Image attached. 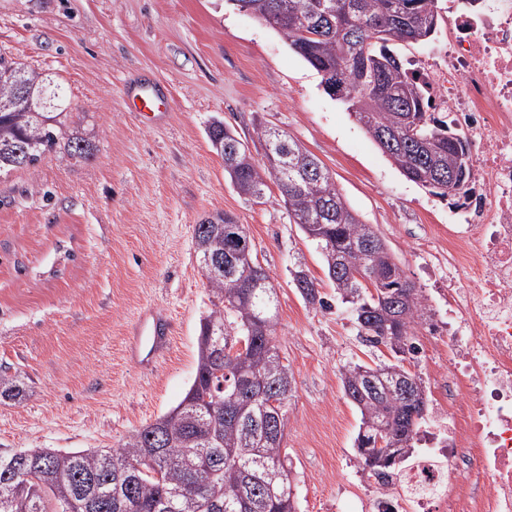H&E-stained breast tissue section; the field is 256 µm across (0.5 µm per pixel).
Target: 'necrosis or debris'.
Masks as SVG:
<instances>
[{
	"instance_id": "1",
	"label": "necrosis or debris",
	"mask_w": 512,
	"mask_h": 512,
	"mask_svg": "<svg viewBox=\"0 0 512 512\" xmlns=\"http://www.w3.org/2000/svg\"><path fill=\"white\" fill-rule=\"evenodd\" d=\"M458 37L431 82L465 129L476 183L448 227V320L429 330L448 349L421 452L376 483L363 512H512V0L455 18Z\"/></svg>"
}]
</instances>
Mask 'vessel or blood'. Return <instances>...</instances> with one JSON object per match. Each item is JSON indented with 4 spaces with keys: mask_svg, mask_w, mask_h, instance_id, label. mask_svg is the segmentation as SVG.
Masks as SVG:
<instances>
[{
    "mask_svg": "<svg viewBox=\"0 0 512 512\" xmlns=\"http://www.w3.org/2000/svg\"><path fill=\"white\" fill-rule=\"evenodd\" d=\"M174 321L166 313L154 308L140 312L128 335V356L142 369L149 370L170 344Z\"/></svg>",
    "mask_w": 512,
    "mask_h": 512,
    "instance_id": "1",
    "label": "vessel or blood"
}]
</instances>
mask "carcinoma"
<instances>
[{"instance_id":"1","label":"carcinoma","mask_w":512,"mask_h":512,"mask_svg":"<svg viewBox=\"0 0 512 512\" xmlns=\"http://www.w3.org/2000/svg\"><path fill=\"white\" fill-rule=\"evenodd\" d=\"M241 9L280 32L289 47L322 77L344 81L339 100L348 105L370 139L410 181L459 206L473 180L470 143L458 128L435 116L429 83L391 50L396 42L431 37L440 20V0H234ZM23 84L42 106L0 110V177L33 168L47 153L85 158L95 146L71 133L62 136L69 103L50 76L0 54V101ZM414 127L399 142L393 133ZM264 161L224 128V148L236 154L224 174L238 192L265 195L273 180L295 223L321 245L326 275L336 296L351 308L359 341L367 348L385 343L382 329L409 342L414 325L429 311L425 296L391 253L370 257L385 244L374 227L360 220L316 157L300 154L288 169L270 161L277 153L276 129L260 126ZM194 246L201 261L220 256L224 268L205 269L217 303L201 327L216 329L198 340L196 373L183 399L136 430L117 448H0V512H297L290 470L285 468L284 436L272 431L274 413L292 397L293 372L274 344L265 321L278 316L275 291L267 284L228 287L225 278L243 277L258 264L246 225L224 214L223 223L199 222ZM295 288L311 305L329 306L316 280L298 266L290 271ZM375 292L368 291V284ZM395 318L384 326L379 312ZM243 347L233 354L217 348L220 335ZM396 362L349 363L340 370L347 401L359 411L355 439L362 471L379 477L413 456L414 440L426 412L422 378ZM24 389L0 374V397L16 400ZM396 442L392 456L368 459L365 448Z\"/></svg>"}]
</instances>
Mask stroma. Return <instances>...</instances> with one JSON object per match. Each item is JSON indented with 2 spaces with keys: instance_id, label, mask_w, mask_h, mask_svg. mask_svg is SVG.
<instances>
[{
  "instance_id": "1",
  "label": "stroma",
  "mask_w": 512,
  "mask_h": 512,
  "mask_svg": "<svg viewBox=\"0 0 512 512\" xmlns=\"http://www.w3.org/2000/svg\"><path fill=\"white\" fill-rule=\"evenodd\" d=\"M430 39L396 44L415 69L436 67L457 34L455 0ZM0 53L45 71L69 96L68 130L91 158L44 155L0 179V367L26 394L0 399V448H114L175 406L196 373L200 322L212 308L194 228L225 212L246 225L279 301L275 341L293 371L286 448L299 512H359L372 480L359 472L360 415L340 369L390 359L370 352L276 184L254 200L224 176L207 131L219 119L255 159V128L287 133L328 169L433 309L448 285L451 205L409 181L326 93L285 38L232 0H0ZM159 97L133 112L130 93ZM303 265L329 308L305 303ZM172 314L176 332L149 373L125 353L138 312ZM428 397L448 352L413 330Z\"/></svg>"
}]
</instances>
